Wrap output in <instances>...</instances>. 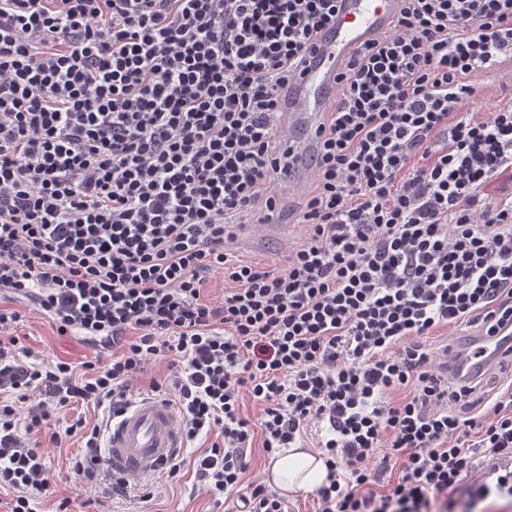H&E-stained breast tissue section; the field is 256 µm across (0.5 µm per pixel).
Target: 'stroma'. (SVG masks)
<instances>
[{"mask_svg": "<svg viewBox=\"0 0 512 512\" xmlns=\"http://www.w3.org/2000/svg\"><path fill=\"white\" fill-rule=\"evenodd\" d=\"M511 103L512 64H506L500 72L475 79L469 105L475 117H487ZM12 307L21 314L17 334L31 351V363L45 368L60 361L78 364L94 360L97 356V349L88 345L81 335H58L50 320L36 310L30 300L13 301ZM79 419L85 420L87 425L103 427L109 417L104 410L82 403L53 412L39 441L55 485L51 495L32 501L34 512H55L59 500L63 498L69 499L70 512H132L137 506L113 495L111 485L88 483L73 470V458L83 455L84 450L79 437L66 435L65 430ZM211 443V437L203 436L195 442L184 444L179 452L184 460L180 479L170 480L163 473L151 477L155 497L137 508L141 512H238L241 506L238 492L214 498L195 476L193 462Z\"/></svg>", "mask_w": 512, "mask_h": 512, "instance_id": "35a3bbf8", "label": "stroma"}]
</instances>
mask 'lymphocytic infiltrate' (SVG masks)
Masks as SVG:
<instances>
[{
  "instance_id": "1",
  "label": "lymphocytic infiltrate",
  "mask_w": 512,
  "mask_h": 512,
  "mask_svg": "<svg viewBox=\"0 0 512 512\" xmlns=\"http://www.w3.org/2000/svg\"><path fill=\"white\" fill-rule=\"evenodd\" d=\"M336 0H0V289L35 300L61 335L107 360L25 364L0 308V387L51 409L119 416L150 383L211 495L239 487L247 452L295 447L323 424L321 512H470L512 499V390L486 415L454 410L475 383H444L423 340L441 325L512 321V104L462 111L476 76L512 61V0H401L392 31L348 61L314 189L308 238L275 271L232 259L240 224L276 223L279 92ZM224 271V299L201 296ZM262 407L240 413L243 395ZM0 400V488L32 512L52 479ZM103 479L98 429L76 421ZM490 479L466 484L478 463ZM170 360L166 357L153 358L145 364L144 371L138 376L134 382V397H139L146 394V389L152 380L163 383V380L169 377ZM138 389V390H137Z\"/></svg>"
}]
</instances>
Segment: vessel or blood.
<instances>
[{"label":"vessel or blood","mask_w":512,"mask_h":512,"mask_svg":"<svg viewBox=\"0 0 512 512\" xmlns=\"http://www.w3.org/2000/svg\"><path fill=\"white\" fill-rule=\"evenodd\" d=\"M399 0H337L329 26L313 41L310 62L281 92L283 146L290 151L289 189L306 191L316 177L322 128L348 59L373 39L388 33ZM512 358V325L488 335L474 332L440 354V369L451 379L476 381L500 360ZM182 444V421L175 407L144 397L112 418L106 428V469L112 477L144 479L157 475Z\"/></svg>","instance_id":"vessel-or-blood-1"}]
</instances>
